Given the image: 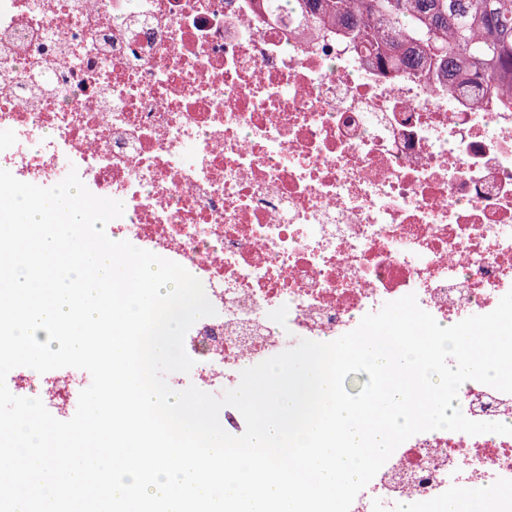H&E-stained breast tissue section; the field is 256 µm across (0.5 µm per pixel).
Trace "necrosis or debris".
Wrapping results in <instances>:
<instances>
[{"instance_id": "1", "label": "necrosis or debris", "mask_w": 512, "mask_h": 512, "mask_svg": "<svg viewBox=\"0 0 512 512\" xmlns=\"http://www.w3.org/2000/svg\"><path fill=\"white\" fill-rule=\"evenodd\" d=\"M38 75L48 91H32ZM0 127L14 133L0 169L42 187L77 170L123 202L113 240L202 282L216 313L184 348L213 391L407 294L448 327L512 291V103L383 74L335 29L269 18L260 0H0ZM88 385L28 367L7 383L64 421ZM458 405L512 425V394L480 382ZM504 486L512 435L432 430L350 512H439Z\"/></svg>"}]
</instances>
